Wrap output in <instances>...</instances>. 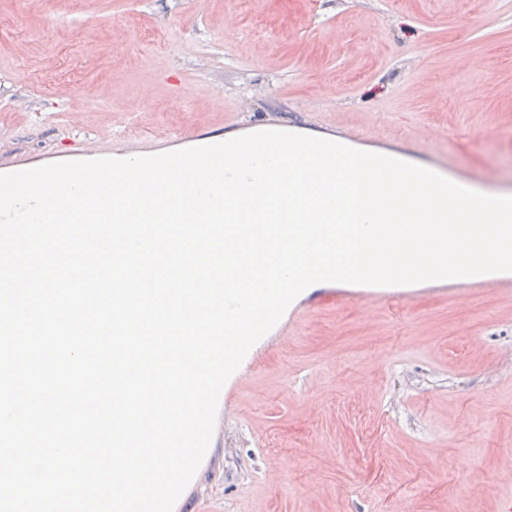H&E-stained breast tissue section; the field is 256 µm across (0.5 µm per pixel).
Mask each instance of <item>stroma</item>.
<instances>
[{
	"mask_svg": "<svg viewBox=\"0 0 512 512\" xmlns=\"http://www.w3.org/2000/svg\"><path fill=\"white\" fill-rule=\"evenodd\" d=\"M316 112L512 195V0H0L6 159ZM415 290L259 339L173 512H496L512 295Z\"/></svg>",
	"mask_w": 512,
	"mask_h": 512,
	"instance_id": "obj_1",
	"label": "stroma"
}]
</instances>
